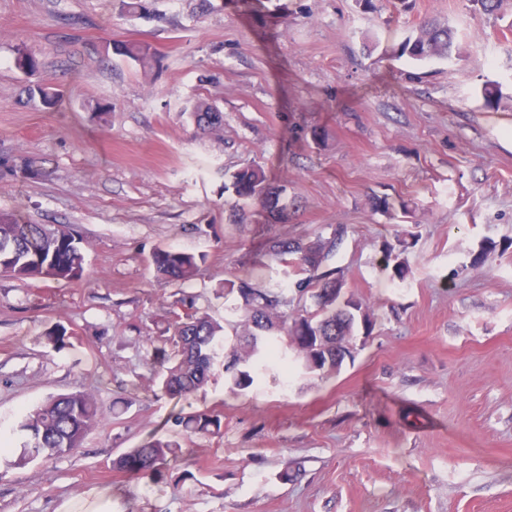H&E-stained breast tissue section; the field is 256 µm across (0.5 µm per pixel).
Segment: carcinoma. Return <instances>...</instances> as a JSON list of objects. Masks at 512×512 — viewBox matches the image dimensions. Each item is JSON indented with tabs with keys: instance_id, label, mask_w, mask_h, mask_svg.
<instances>
[{
	"instance_id": "carcinoma-1",
	"label": "carcinoma",
	"mask_w": 512,
	"mask_h": 512,
	"mask_svg": "<svg viewBox=\"0 0 512 512\" xmlns=\"http://www.w3.org/2000/svg\"><path fill=\"white\" fill-rule=\"evenodd\" d=\"M98 53L107 58H126L144 74L159 69L161 63L157 51L144 42L109 41ZM382 56H407L416 61L439 59L451 64L459 59L460 51L449 26L421 18L409 35L398 45L385 48ZM26 92L46 109L54 108L60 98L57 90L41 85H30ZM190 115L203 131L223 123L218 106L204 101L197 102ZM9 169L22 179H36L43 174L30 161L11 164ZM224 192L257 207L270 219L282 220L299 210L295 201L286 200V188L275 184L261 166L232 173L224 181ZM328 229V235L320 234L313 240L283 237L263 247L270 265L282 275L274 286L243 279L224 280V295L234 294L241 300L234 311L252 326V331L235 343L223 345L224 325L191 307L174 313V351L161 359V390L171 398H182L203 387L210 378L219 346L224 347V374L239 390L284 365L290 351L307 373L325 375L336 371V347L356 340L360 334L369 335L373 320L367 304L343 293L336 268L328 265L346 228L330 225ZM407 248V242L401 239L383 248L385 265H394L399 277L404 273L400 256ZM206 260L204 253H188L170 246H157L149 255L156 276L174 281L191 279ZM0 264L3 272L18 280L50 278L74 282L81 280L85 271L81 241L68 227L51 229L43 224H24L16 214L4 211H0ZM307 294L313 300L311 308L302 304ZM102 417L103 411L87 393H63L30 412L20 430L29 437L31 454L63 456L82 448L87 433ZM222 423V416L210 410L179 413L173 418V424L186 435L218 434ZM179 448L181 444L175 438L152 439L122 455L116 465L136 476L148 477L158 466L177 460Z\"/></svg>"
}]
</instances>
